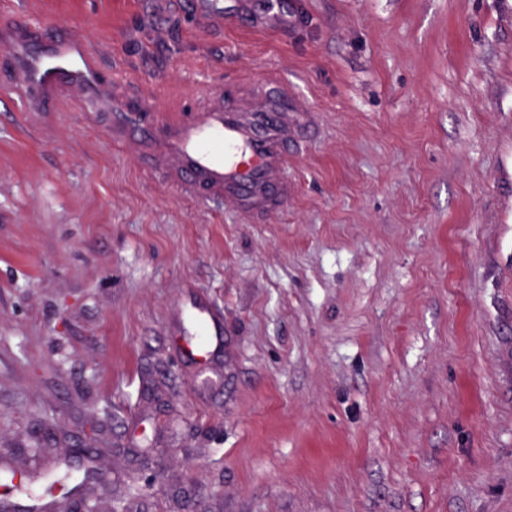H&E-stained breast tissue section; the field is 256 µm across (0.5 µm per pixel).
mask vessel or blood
Wrapping results in <instances>:
<instances>
[{"label": "vessel or blood", "instance_id": "vessel-or-blood-1", "mask_svg": "<svg viewBox=\"0 0 512 512\" xmlns=\"http://www.w3.org/2000/svg\"><path fill=\"white\" fill-rule=\"evenodd\" d=\"M239 7L262 32L294 21L282 0L262 10L239 0ZM0 49L24 111L49 104L107 109L113 144L137 155L143 172L181 199L221 204L262 224L295 192L288 142L308 122L309 108L287 78L252 98L226 96L218 83L172 116L153 94L130 92L106 74L81 34H57L16 16L0 22Z\"/></svg>", "mask_w": 512, "mask_h": 512}]
</instances>
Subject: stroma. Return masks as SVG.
<instances>
[{
    "instance_id": "35a3bbf8",
    "label": "stroma",
    "mask_w": 512,
    "mask_h": 512,
    "mask_svg": "<svg viewBox=\"0 0 512 512\" xmlns=\"http://www.w3.org/2000/svg\"><path fill=\"white\" fill-rule=\"evenodd\" d=\"M223 3L0 0L166 111L270 69L314 108L253 224L176 199L108 112L21 111L0 67L12 502L48 471L98 512H512V0H290L273 33Z\"/></svg>"
}]
</instances>
